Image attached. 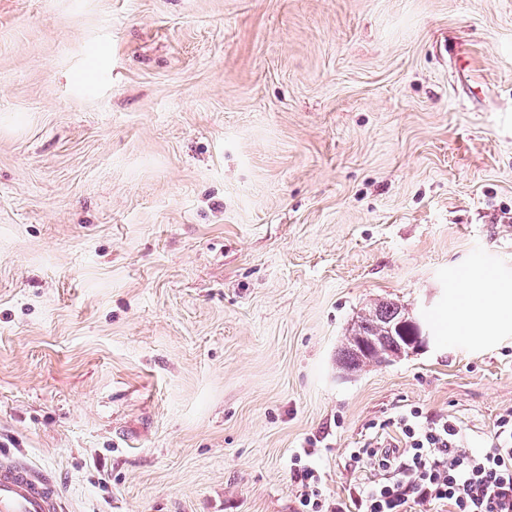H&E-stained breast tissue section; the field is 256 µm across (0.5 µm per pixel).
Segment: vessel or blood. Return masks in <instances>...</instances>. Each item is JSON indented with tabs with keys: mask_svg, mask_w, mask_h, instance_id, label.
Masks as SVG:
<instances>
[{
	"mask_svg": "<svg viewBox=\"0 0 512 512\" xmlns=\"http://www.w3.org/2000/svg\"><path fill=\"white\" fill-rule=\"evenodd\" d=\"M0 512H63L57 486L18 460L0 457Z\"/></svg>",
	"mask_w": 512,
	"mask_h": 512,
	"instance_id": "vessel-or-blood-1",
	"label": "vessel or blood"
}]
</instances>
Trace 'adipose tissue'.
Listing matches in <instances>:
<instances>
[{"instance_id":"1","label":"adipose tissue","mask_w":512,"mask_h":512,"mask_svg":"<svg viewBox=\"0 0 512 512\" xmlns=\"http://www.w3.org/2000/svg\"><path fill=\"white\" fill-rule=\"evenodd\" d=\"M455 309L440 312L439 328L468 344L490 341L492 333L512 326V287L492 277H475L454 290Z\"/></svg>"}]
</instances>
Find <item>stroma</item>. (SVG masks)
<instances>
[{
    "mask_svg": "<svg viewBox=\"0 0 512 512\" xmlns=\"http://www.w3.org/2000/svg\"><path fill=\"white\" fill-rule=\"evenodd\" d=\"M512 282V0H0V455L65 512H294L417 407L470 444L512 337L341 377ZM409 319L407 308L392 300H378L370 307L361 312L354 321L346 343L340 351L339 361L344 368L351 372L362 371L371 362H379L378 351L366 344L365 350L361 343L371 337L372 341H377L381 330L385 326H391V333L383 335V342L378 348L383 351L387 363L393 359L399 358L407 353L414 341H410V336H415L417 343L414 348L426 342V338L418 336L416 327ZM402 354V355H401Z\"/></svg>",
    "mask_w": 512,
    "mask_h": 512,
    "instance_id": "1",
    "label": "stroma"
}]
</instances>
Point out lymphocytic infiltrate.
<instances>
[{
  "label": "lymphocytic infiltrate",
  "mask_w": 512,
  "mask_h": 512,
  "mask_svg": "<svg viewBox=\"0 0 512 512\" xmlns=\"http://www.w3.org/2000/svg\"><path fill=\"white\" fill-rule=\"evenodd\" d=\"M398 448H357L353 463H370L378 477L345 499H329L316 468L294 457L291 479L298 512H415L449 506L451 512H512V409L495 424L488 444L473 448L451 420L426 421L413 409L390 422Z\"/></svg>",
  "instance_id": "obj_1"
}]
</instances>
